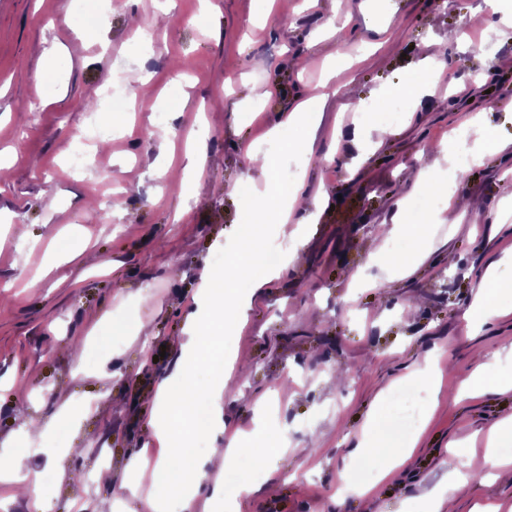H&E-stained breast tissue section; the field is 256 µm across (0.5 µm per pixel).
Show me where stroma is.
<instances>
[{"mask_svg":"<svg viewBox=\"0 0 512 512\" xmlns=\"http://www.w3.org/2000/svg\"><path fill=\"white\" fill-rule=\"evenodd\" d=\"M361 2L176 0L172 9L108 0L89 30L67 0H0V245L9 248L0 256V455L27 453L54 512H151L150 474L118 499L97 474L130 472L140 452L163 455L148 415L159 380L187 358L173 340L241 222L240 197L227 192L250 175L240 145L267 148L282 114L314 98L299 179L327 203L277 225L301 250L253 296L222 374L225 420L252 434L278 479L241 510L428 512L430 496L448 489L453 442L468 478L454 512L490 500L512 512V483L483 466L489 432L512 419V391L500 389L512 379V290L484 278L512 258V38L500 34L512 14L485 0H390L400 33L388 41ZM348 12L351 23L328 27ZM134 15L150 17L151 32L137 30ZM436 55L442 65L423 79L419 63ZM129 67L144 77L129 111H94ZM257 81L274 95L255 117L247 108ZM397 97L403 117L373 145L360 105ZM477 115L482 139L462 137ZM95 125L112 128V139L93 143L92 162L72 170L76 134ZM204 128L208 161L195 190L178 180L159 187L152 167L183 171ZM164 129L169 137L158 139ZM461 150L480 160L457 179L449 206L427 228L409 223L403 206L424 187L419 171L447 169ZM392 234L412 242V269L389 265ZM480 291L501 310L481 325L471 313ZM130 305L134 323L117 327ZM74 344L108 351L80 368L67 356ZM478 349L499 361L482 378L484 394L468 399L459 390ZM426 359L435 392L413 451L369 493H339L338 470L359 461L356 444L397 413L394 390ZM29 418L48 424L41 442L21 437Z\"/></svg>","mask_w":512,"mask_h":512,"instance_id":"1","label":"stroma"}]
</instances>
